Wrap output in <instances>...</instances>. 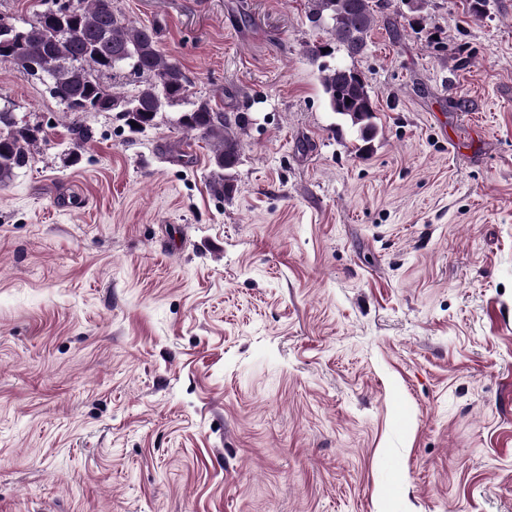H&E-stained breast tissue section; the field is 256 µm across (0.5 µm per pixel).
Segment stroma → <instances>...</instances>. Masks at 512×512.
Here are the masks:
<instances>
[{
  "instance_id": "1",
  "label": "stroma",
  "mask_w": 512,
  "mask_h": 512,
  "mask_svg": "<svg viewBox=\"0 0 512 512\" xmlns=\"http://www.w3.org/2000/svg\"><path fill=\"white\" fill-rule=\"evenodd\" d=\"M115 7L250 113L237 190L0 57L45 134L0 188V512H512V0H389L355 57L307 0ZM321 72L320 83L328 108L356 128L364 143L357 151L368 149L365 146L375 139L378 129L374 121L377 106L366 77L355 69L341 66L323 68Z\"/></svg>"
}]
</instances>
